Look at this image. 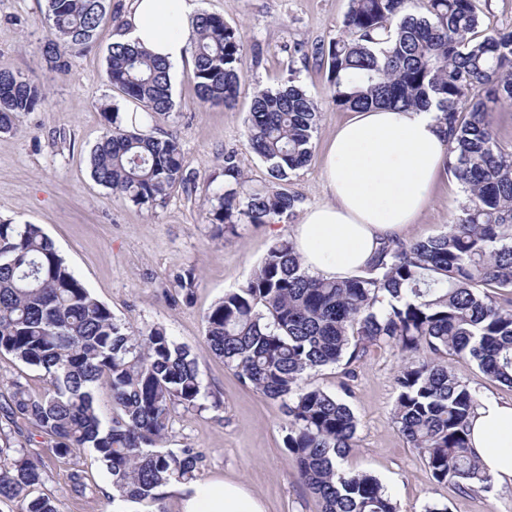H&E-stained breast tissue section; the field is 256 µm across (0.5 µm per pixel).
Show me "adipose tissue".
Listing matches in <instances>:
<instances>
[{
	"mask_svg": "<svg viewBox=\"0 0 512 512\" xmlns=\"http://www.w3.org/2000/svg\"><path fill=\"white\" fill-rule=\"evenodd\" d=\"M197 8V0H131L122 39L177 68L189 55ZM450 158L432 111L371 109L338 127L324 156L328 200L308 209L294 230L304 268L336 280L366 268L384 242L415 223ZM471 442L493 481L512 486V402L481 399ZM181 509L264 512L240 483L225 479L194 487Z\"/></svg>",
	"mask_w": 512,
	"mask_h": 512,
	"instance_id": "1",
	"label": "adipose tissue"
}]
</instances>
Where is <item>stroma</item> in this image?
Masks as SVG:
<instances>
[{
    "mask_svg": "<svg viewBox=\"0 0 512 512\" xmlns=\"http://www.w3.org/2000/svg\"><path fill=\"white\" fill-rule=\"evenodd\" d=\"M350 0H198L200 11L223 16L237 28L245 61L233 106L198 104L192 60L171 74L174 106L154 115L149 126L180 142L193 189L175 188L154 205H137L112 193L91 176V153L104 127V108L127 102L106 76V56L116 40L103 25L93 45L70 59L69 70L50 71L42 57L49 36L45 0H0V70L22 73L40 84L43 104L23 115L17 131L0 133V222L40 225L91 295L133 331L159 327L197 359L204 387L199 410H177L165 446L193 449L197 480L240 482L265 512H321L319 500L297 479L283 439L288 415L281 401L245 385L215 356L205 339L203 317L225 291L245 282L276 239H290L294 220L245 225L237 234L215 236L206 221L209 197L224 186V153L237 151L252 186L267 179L265 165L250 149L245 129L256 91L294 77L319 107L313 156L290 174L286 186L299 198L296 217L325 202L323 158L349 111L337 108L327 91V71L315 46L341 35ZM467 195L451 171L436 183L428 206L404 238L423 240L447 231ZM194 274L191 290L177 276ZM448 371L480 396L512 402V389L490 381L467 358L446 355ZM402 364L394 350H372L356 367L350 392L343 368L332 365L312 375L327 393L345 396L357 419L356 446L345 468L379 478L398 512H512V488L463 493L437 483L418 452L392 422ZM21 431L31 456L45 465L44 493L58 512H142L139 504L112 496L105 467L93 449L78 448L57 458L47 438L28 424ZM83 470L94 493L71 492L68 475Z\"/></svg>",
    "mask_w": 512,
    "mask_h": 512,
    "instance_id": "35a3bbf8",
    "label": "stroma"
}]
</instances>
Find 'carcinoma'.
Instances as JSON below:
<instances>
[{"mask_svg": "<svg viewBox=\"0 0 512 512\" xmlns=\"http://www.w3.org/2000/svg\"><path fill=\"white\" fill-rule=\"evenodd\" d=\"M54 38L49 67L64 73L69 58L93 43L110 20L106 0H46ZM409 0H350L344 32L315 48L326 60L336 107L434 109L451 144L450 170L469 193L462 215L444 234L382 247L368 268L343 280L309 275L290 241L274 243L264 261L205 313L206 341L241 381L285 401L284 447L321 512H396L383 485L342 462L354 446L357 419L341 398L305 383L311 372L345 363V375L375 348L405 357L395 383L392 419L437 482L464 493L491 489L470 443L476 391L448 373L452 352L475 361L490 380L512 388V152L498 144L493 106L512 102V30L481 39L474 0H427L424 14L404 13ZM200 103H232L243 78L237 29L201 12L190 37ZM112 86L147 115L173 107L169 66L145 50L115 41L106 58ZM42 88L0 71V132L44 102ZM318 106L294 78L258 91L246 137L266 165L271 185L246 186L236 151L224 152V189L213 193L208 222L216 235L243 224L293 215L298 198L279 187L313 153ZM105 127L91 157L100 185L138 205L186 186L181 145L172 135L129 129L119 108L104 110ZM43 372L35 396L20 383L0 395L6 422H27L69 456L91 448L124 501L153 504L173 483L195 480L189 448H159L172 411L198 406L202 380L190 350L161 328L134 333L89 290L37 224L0 222V352ZM106 383L113 413L103 418L96 389ZM77 495L93 492L81 470L70 473ZM40 460L0 446V503L21 512H57L41 492Z\"/></svg>", "mask_w": 512, "mask_h": 512, "instance_id": "carcinoma-1", "label": "carcinoma"}]
</instances>
